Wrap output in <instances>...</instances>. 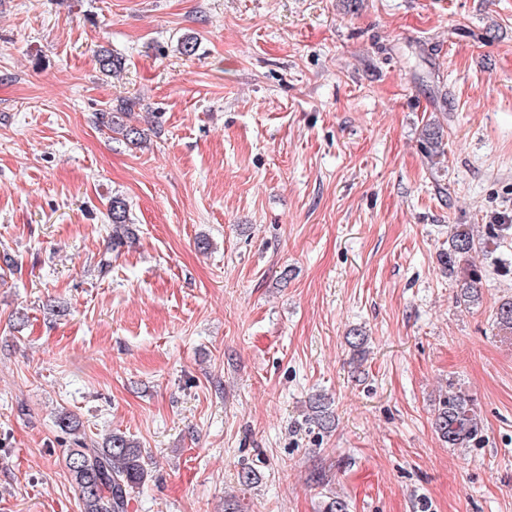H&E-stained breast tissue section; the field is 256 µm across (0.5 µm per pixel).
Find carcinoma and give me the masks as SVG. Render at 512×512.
<instances>
[{
  "label": "carcinoma",
  "instance_id": "obj_1",
  "mask_svg": "<svg viewBox=\"0 0 512 512\" xmlns=\"http://www.w3.org/2000/svg\"><path fill=\"white\" fill-rule=\"evenodd\" d=\"M99 69L106 74L119 73L125 59L107 49L97 54ZM128 113L108 111L95 113L96 124L120 133L136 144L140 133L126 125ZM426 153L437 156L443 153L440 129L434 127L425 133ZM110 221V250L117 251L135 238V229L129 217L127 201L114 195L108 201ZM477 244L471 226L457 224L449 239L448 251L440 255V262L456 285V301L464 306L480 302L479 285L483 268L471 259ZM496 324L500 330L512 335V298L503 300L496 309ZM308 419L322 430L333 427L335 421L332 403L319 395L310 404ZM434 431L450 448H462L479 443L483 427L471 400L448 384V396L438 407L433 422ZM66 467L82 503V512H126L129 491L143 485L149 476L142 451L130 436L114 432L100 445L89 446L83 442L70 448L66 454Z\"/></svg>",
  "mask_w": 512,
  "mask_h": 512
}]
</instances>
